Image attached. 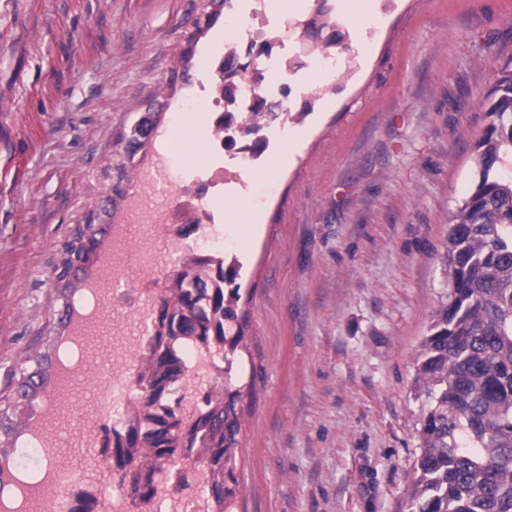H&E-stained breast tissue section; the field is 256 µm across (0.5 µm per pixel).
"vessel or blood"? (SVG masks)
Instances as JSON below:
<instances>
[{"label":"vessel or blood","mask_w":512,"mask_h":512,"mask_svg":"<svg viewBox=\"0 0 512 512\" xmlns=\"http://www.w3.org/2000/svg\"><path fill=\"white\" fill-rule=\"evenodd\" d=\"M111 262L106 248H99L96 255L98 272L84 283V303L73 306L65 317V333L58 343L57 357L49 383L42 387L37 400L29 405L25 421L28 434L39 438L42 446V464L37 481L24 482L15 468L9 467L0 456V512H70L72 496L68 492L72 481L68 476L69 465L57 448L55 436L46 432V422L59 414L60 391L75 386L87 362L83 354L88 347V335L101 319L99 308L90 306L93 298L114 297L116 302L131 303L144 291L155 290V282L142 280L121 293H113L108 278L99 274Z\"/></svg>","instance_id":"1"}]
</instances>
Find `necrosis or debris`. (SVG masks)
I'll return each mask as SVG.
<instances>
[{
	"label": "necrosis or debris",
	"instance_id": "4bbe7bcc",
	"mask_svg": "<svg viewBox=\"0 0 512 512\" xmlns=\"http://www.w3.org/2000/svg\"><path fill=\"white\" fill-rule=\"evenodd\" d=\"M299 22L297 13L274 6L271 0H250L246 21L230 18L224 33L223 54L206 59L204 81L197 91L176 102L174 110L179 114L206 113V150L230 152L233 168L226 171L206 165L195 180L177 182L168 156L169 138L164 135L156 139L149 159L134 169L138 190L127 195L123 209L151 223L193 225V235L169 236L161 249L150 235L133 241L125 236L113 239V283L124 281L126 269L135 263L139 264L142 276L156 278L187 256L223 260L224 227L217 207L221 186L228 179L241 182L243 166L262 163V153L254 149L252 130L271 128L273 138L265 146L273 148L287 136L296 119L290 108L291 100L309 92L306 85L289 80L304 66L291 46ZM243 57L249 58L251 67L235 75L236 96L233 101H225V67ZM154 302V297L148 295L138 301L134 310L122 306L114 309L112 369L100 382L102 389L111 390L112 398L101 404L97 425L86 439L87 444L99 448L95 463L102 469L111 466L110 458L101 453L104 435L125 433L127 411L139 391V364L150 349ZM180 357L182 372L167 386L163 403L182 423L191 424L201 414L205 390L221 375L224 350L191 339L182 343ZM183 481L182 465L176 462L156 476L154 493L146 500L129 494L121 482H114L107 499L108 512H213L208 492L209 467L194 469L192 496L183 495Z\"/></svg>",
	"mask_w": 512,
	"mask_h": 512
}]
</instances>
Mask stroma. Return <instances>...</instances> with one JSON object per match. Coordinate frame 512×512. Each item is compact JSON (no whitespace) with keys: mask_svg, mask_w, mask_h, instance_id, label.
<instances>
[{"mask_svg":"<svg viewBox=\"0 0 512 512\" xmlns=\"http://www.w3.org/2000/svg\"><path fill=\"white\" fill-rule=\"evenodd\" d=\"M328 0L346 76L312 73L322 101L285 147L224 187V239L241 263L244 340L236 512H412L425 403L421 344L448 284L443 254L467 194L480 104L512 69V0H369L350 32ZM193 0H0V420L36 358L51 359L70 294L63 241L112 193L136 113L194 90L223 44L185 41ZM170 145L192 180L206 125ZM87 365L55 427L70 468L98 417Z\"/></svg>","mask_w":512,"mask_h":512,"instance_id":"obj_1","label":"stroma"}]
</instances>
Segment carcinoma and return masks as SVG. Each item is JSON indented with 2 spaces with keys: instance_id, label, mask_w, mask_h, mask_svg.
I'll return each mask as SVG.
<instances>
[{
  "instance_id": "obj_1",
  "label": "carcinoma",
  "mask_w": 512,
  "mask_h": 512,
  "mask_svg": "<svg viewBox=\"0 0 512 512\" xmlns=\"http://www.w3.org/2000/svg\"><path fill=\"white\" fill-rule=\"evenodd\" d=\"M216 0L200 9L188 41L200 38L218 17ZM489 117L477 142L472 188L452 212L446 243L447 302L437 311L422 342L415 386L427 405L421 417V451L412 488L414 512H512V69L504 68L481 102ZM101 244L79 227L63 245L54 279L67 280L73 260L87 264ZM196 259L183 265L176 288L161 298L166 337L151 348L150 369L139 375L143 420L158 419L154 405L165 384L181 373L178 348L190 337L230 347L243 339L234 302L239 300V267L218 266L216 289L207 310L201 296L186 286H205L192 274ZM240 393L208 395L191 426L190 448H204L216 512H229L238 481L230 467L238 445L234 399ZM182 439L169 428L135 430L112 448V463L122 469L136 463L148 475L175 460Z\"/></svg>"
}]
</instances>
